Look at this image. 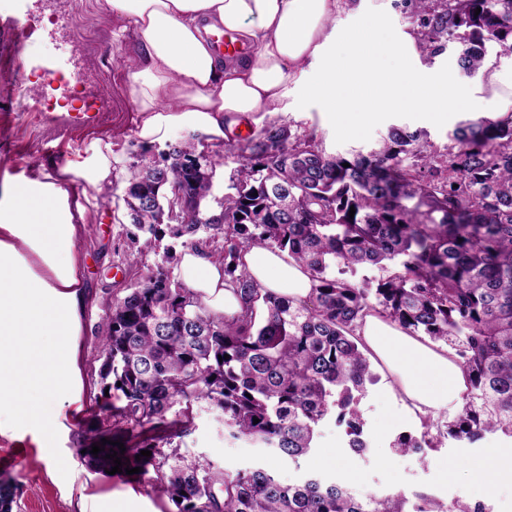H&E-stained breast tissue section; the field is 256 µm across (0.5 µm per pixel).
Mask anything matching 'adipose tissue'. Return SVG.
<instances>
[{
  "label": "adipose tissue",
  "instance_id": "ef3b65f1",
  "mask_svg": "<svg viewBox=\"0 0 512 512\" xmlns=\"http://www.w3.org/2000/svg\"><path fill=\"white\" fill-rule=\"evenodd\" d=\"M336 2L103 0L104 9L134 24L138 56L130 78L138 109L147 115L139 139L163 141L185 128L223 138L225 115L278 111L312 59L321 62L322 72L310 97L319 111L339 118L355 103L367 122L402 106L448 113L464 108L494 120L512 116V60L486 59L475 88L452 76L434 78L423 68L398 75L377 66L379 47L363 26L349 32L350 51L340 59L330 49ZM219 25L253 47V54L219 56L209 39ZM112 178L107 143L58 176L0 182V403L14 404L13 423L34 430L49 458L54 438L40 401L72 385L75 347L56 339L79 335L84 301L75 258L79 226L63 184L79 180L100 189ZM243 260L265 291L298 302L310 298L312 279L288 253L254 247ZM178 278L208 307L239 312L222 264L208 255L185 251ZM356 334L419 414L435 416L461 403L467 378L447 350L376 313L364 317Z\"/></svg>",
  "mask_w": 512,
  "mask_h": 512
}]
</instances>
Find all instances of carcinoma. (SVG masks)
I'll return each mask as SVG.
<instances>
[{"mask_svg":"<svg viewBox=\"0 0 512 512\" xmlns=\"http://www.w3.org/2000/svg\"><path fill=\"white\" fill-rule=\"evenodd\" d=\"M401 4L412 7L428 56L457 42L461 69L474 72L491 49L512 54V0ZM419 141L392 127L367 153L328 156L315 133L272 121L223 155L192 141L159 159L141 148L123 188L140 285L109 302L98 325L108 390L99 438L113 444L86 450L88 466L112 469L106 455L123 443L122 468H141L138 479L174 512H487L481 500L424 492L359 498L317 477L285 485L271 465L221 468L173 443L192 434L206 406L230 438L263 444L278 462L309 454L328 421L348 447L365 450L357 405L377 377L355 328L371 312L447 345L468 379L454 414L420 418L416 432L391 442L394 452L424 461L447 441H512V116L460 123L443 153L428 155ZM228 159L238 163L232 192L211 213L213 178ZM155 192L147 221L131 200ZM176 195L183 209L172 221ZM167 235L196 251L223 241L210 256L224 264L241 312L209 309L170 270L145 263ZM253 246L294 257L316 282L312 297L262 293L242 262ZM366 266L379 276L350 279ZM18 495V485L0 483V512H14Z\"/></svg>","mask_w":512,"mask_h":512,"instance_id":"1","label":"carcinoma"}]
</instances>
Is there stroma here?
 Returning a JSON list of instances; mask_svg holds the SVG:
<instances>
[{"mask_svg":"<svg viewBox=\"0 0 512 512\" xmlns=\"http://www.w3.org/2000/svg\"><path fill=\"white\" fill-rule=\"evenodd\" d=\"M29 16L30 28L18 26L20 16ZM366 24L387 49L378 57L385 69L400 73L406 61L389 51L400 34L412 33L407 14L394 0H337L335 25L338 37L333 44L337 55L350 47L344 33ZM26 43L29 65L39 79L32 91H23L10 79L15 51ZM135 52L133 24L108 13L99 0H67L62 12L51 13L43 0H9L0 8V180L57 175L61 168L80 165L104 142L112 144L115 187L83 191L81 185H67L70 198L79 200L82 212L75 221L80 226L76 257L85 286V310L80 336L76 339L78 374L68 397L49 401L45 410L55 421L58 463H45L42 450L31 431L9 427L10 413L0 414L6 427L0 432V479H13L22 489L18 512H170L171 503L138 478L124 474L94 472L87 466L80 448L81 434L94 425L96 403L101 396L98 378L97 330L107 301L120 298L136 287L138 278L127 265L130 228L123 201L117 191L124 185L141 146L137 136L146 120L132 95L126 65ZM317 62L304 64L281 112L253 113L251 129L276 119L292 131L315 132L326 154L350 156L352 151H370L393 126L419 132L422 146L443 150L456 126L468 115L455 112L438 119L428 113L404 108L382 114L372 124L362 123L357 111H349L350 132L343 133L325 113L313 107L306 96L320 73ZM64 99L73 97V112L92 113L91 121L76 130L49 129L31 112L32 93ZM377 377L358 408L365 421L368 450L361 455L348 448L342 428L324 424L316 446L300 465H277L281 482L294 483L307 475L345 485L359 497L403 491L425 492L440 501L457 497L486 498L495 512H512V486L494 490L481 486L468 462L491 453H512V443L486 437L481 442L448 443L427 461L414 455H397L390 441L401 432L416 431L417 413L390 390V374L380 361H373ZM26 440L27 452L20 464L7 466L3 457L11 455L17 440ZM189 451L207 456L228 469L253 465L269 459L270 451L224 436L215 414L202 412L194 432L185 437Z\"/></svg>","mask_w":512,"mask_h":512,"instance_id":"obj_1","label":"stroma"}]
</instances>
